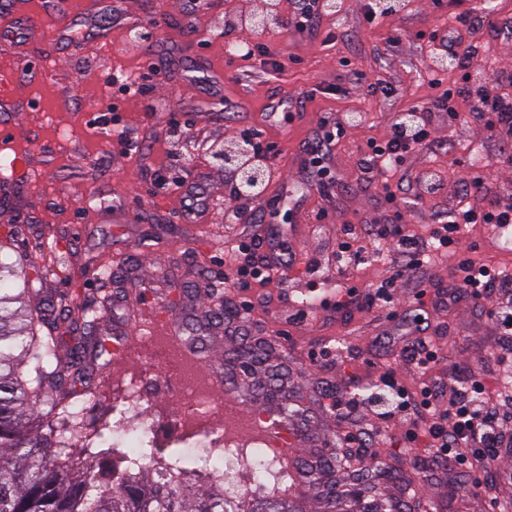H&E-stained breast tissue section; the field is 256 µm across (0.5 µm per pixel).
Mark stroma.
<instances>
[{
  "instance_id": "stroma-1",
  "label": "stroma",
  "mask_w": 512,
  "mask_h": 512,
  "mask_svg": "<svg viewBox=\"0 0 512 512\" xmlns=\"http://www.w3.org/2000/svg\"><path fill=\"white\" fill-rule=\"evenodd\" d=\"M261 0H8L0 11V80L13 85L12 109L0 111V151L24 153L36 176L6 191L0 209V239L13 238L35 287L84 306L108 302L97 335L128 343L129 362L92 358L87 372L99 399L88 406L89 429L108 418L132 374L147 382L145 397L166 414L176 395L174 378L155 357H143L141 326L163 321L202 327L197 358L216 367L242 336L265 339L268 364L281 365L283 396L299 409L289 421L293 449L289 467L317 463L331 444L350 431L330 409L325 395L367 398L389 372L418 389L426 375L454 387L471 376L512 375V362H497L512 339L499 336L486 309L469 295L451 294L448 283L458 260L473 253L512 267L495 229L476 225L427 266L420 284L401 289L396 304L366 305L365 299L392 276L379 259L336 272V244L345 224H383L393 213L415 232L429 233L440 217L466 199L469 162L481 151L479 175L488 192L512 191V138L490 133L472 118L449 122L434 114L428 146L405 155L391 181L417 183L432 174L442 188L434 196L400 195L380 203L379 190L360 173L371 140H383L392 124L414 103L435 95L432 79L455 90L460 72L441 69L448 25L482 12L480 0H404L390 10L387 0H337L320 12L314 32L302 35L271 26L250 33L261 54L232 59L228 43L241 39L240 19ZM497 25L475 27L466 38L470 72H512V0H494ZM153 24V36L128 42L132 27ZM148 75L140 96L122 90L120 75ZM395 88L390 97L369 94L368 84ZM288 99L300 116L288 130L263 129L261 114L273 101ZM119 117V130H103L101 110ZM342 126H335L336 118ZM262 128L275 142L268 168L271 180L261 201L243 200L255 221L230 224L224 206L232 184L215 153L236 142L242 128ZM335 130L336 148L325 164L334 184L306 183L302 142ZM129 132L135 149L119 146ZM326 209L324 220L315 211ZM255 235L243 254L257 263L280 255L290 267L283 281L241 287L224 264V248ZM317 261L318 272L305 266ZM119 272L101 277L102 267ZM242 313L240 329L206 325L211 284ZM355 289L358 306L336 302ZM252 310L243 313V302ZM298 313L284 324V312ZM427 320V336L440 355L430 371L409 361L406 347L417 338L416 316ZM268 364L237 378L225 377L224 399L242 411L277 416L259 387ZM363 427L376 426L387 438L378 445L394 475L378 484L375 512L390 506L433 505L434 512H512L507 478L431 458L406 438L407 426L383 420L360 407ZM287 497L293 512H324L321 488L271 483L250 492V512L269 497Z\"/></svg>"
}]
</instances>
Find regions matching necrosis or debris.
<instances>
[{
	"mask_svg": "<svg viewBox=\"0 0 512 512\" xmlns=\"http://www.w3.org/2000/svg\"><path fill=\"white\" fill-rule=\"evenodd\" d=\"M149 341L155 356L173 369L178 381L172 410L181 429L179 447L190 453L203 444L223 452L233 469L248 472L255 483L287 480V471L279 466V453L264 440L249 437L257 429L255 415H225L224 394L202 362L185 357L168 342L163 331H155ZM112 435L119 442L141 447L156 439V425L142 399L139 377L130 378L126 398L112 407Z\"/></svg>",
	"mask_w": 512,
	"mask_h": 512,
	"instance_id": "4bbe7bcc",
	"label": "necrosis or debris"
}]
</instances>
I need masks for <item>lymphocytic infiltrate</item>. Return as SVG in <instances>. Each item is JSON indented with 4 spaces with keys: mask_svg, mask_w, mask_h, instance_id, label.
Here are the masks:
<instances>
[{
    "mask_svg": "<svg viewBox=\"0 0 512 512\" xmlns=\"http://www.w3.org/2000/svg\"><path fill=\"white\" fill-rule=\"evenodd\" d=\"M476 18L461 16L456 20V36L450 52L458 67L465 72V85L458 93H445L433 100L415 105L413 114L397 120L388 139L371 146V152L361 161L363 173L382 176L381 191L387 202H394L404 193L403 184L391 183L384 175L399 164L404 154L427 145L430 138V117L433 111L443 110L449 119H456L458 109L454 97H462L473 119L484 120L491 135H512V99L498 91L499 84L512 77L492 72L472 75L468 72L470 51L464 46L465 35L476 26ZM469 202L448 216L447 223L436 225L422 236L404 224H382L374 228L344 227L345 235L336 250V267L346 271L350 261L361 262L369 255L390 261L394 275L381 282L376 295L393 302L397 289L418 280L422 270L435 256L458 240L474 224L505 227L512 224V197L503 194L487 195L481 179L467 185ZM456 286L460 291L481 300L499 335L512 336V304L498 301L499 290L512 291V267L491 265L473 256L463 257L456 266ZM499 405H512V380L499 381ZM483 379L471 378L464 389H445L443 382L429 379L418 390H410L395 376H386L378 392L369 402L384 418L409 423L408 442L428 449L441 459L451 462L466 460L471 448L481 449L474 462L481 470L500 469V449L512 447V435L502 433L497 425L499 405H490L485 397Z\"/></svg>",
    "mask_w": 512,
    "mask_h": 512,
    "instance_id": "1",
    "label": "lymphocytic infiltrate"
}]
</instances>
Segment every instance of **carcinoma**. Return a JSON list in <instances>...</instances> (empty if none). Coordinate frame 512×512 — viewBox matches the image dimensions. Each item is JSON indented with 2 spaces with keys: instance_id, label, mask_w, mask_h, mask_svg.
<instances>
[{
  "instance_id": "obj_1",
  "label": "carcinoma",
  "mask_w": 512,
  "mask_h": 512,
  "mask_svg": "<svg viewBox=\"0 0 512 512\" xmlns=\"http://www.w3.org/2000/svg\"><path fill=\"white\" fill-rule=\"evenodd\" d=\"M238 187L257 196L263 189L261 164L245 157ZM211 322H224V295L211 290ZM103 309L86 308L74 315L62 298L40 297L24 259L10 239L0 240V512H225L224 497L210 488L167 484L165 473L147 463L135 467L114 457L116 445L104 433L80 441L58 425L76 417L96 401V389L84 383L80 371L88 352L104 350L95 331ZM69 334L78 345L67 347ZM266 355V344L241 338L224 360L227 375L248 368ZM346 454H335L319 468L297 469L302 483L325 486L326 502L343 509L363 498L386 477L375 458L348 468ZM167 458L182 470L201 460L213 473L224 472V458L208 450L191 457L173 448Z\"/></svg>"
}]
</instances>
